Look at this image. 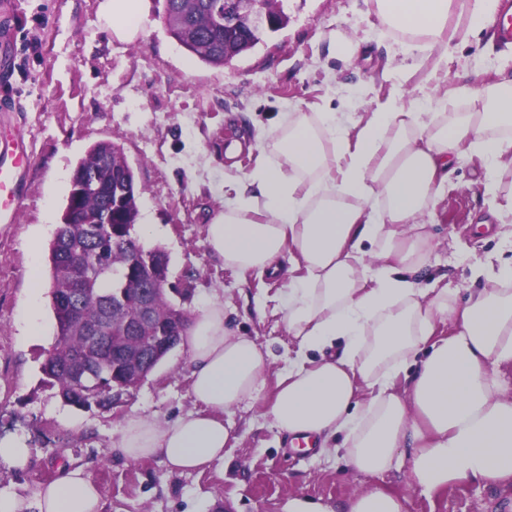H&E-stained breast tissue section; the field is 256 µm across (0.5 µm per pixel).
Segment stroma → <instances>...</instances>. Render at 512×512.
Wrapping results in <instances>:
<instances>
[{"label":"stroma","mask_w":512,"mask_h":512,"mask_svg":"<svg viewBox=\"0 0 512 512\" xmlns=\"http://www.w3.org/2000/svg\"><path fill=\"white\" fill-rule=\"evenodd\" d=\"M0 7V29L13 12L25 15L12 41L0 42V143L23 138L32 162L21 176L28 194L16 220L0 224V439L23 436L33 452L18 470L0 463V490L24 498L54 481L61 465L81 466L100 488L103 512H284L293 497L335 512L356 493L379 485L405 497L406 512H512V483L476 488L453 483L433 498L406 471L379 477L350 472L335 450L307 452L263 417L261 405L224 412L232 438L223 464L179 473L162 458L131 462L109 455L122 421L138 413L165 423L195 407L188 352L176 347L121 407L92 411L63 404L41 366L56 335L50 302L49 245L71 189L73 171L89 147H122L139 191L140 214L162 235L149 246L170 257L168 300L195 316L210 300L224 305L228 324L270 354L268 387L288 366L287 271L272 276L226 267L206 241V226L224 210V183L273 163L275 128L294 112H333L356 121L399 86L414 88L434 54L408 51L376 12L374 0H282L288 24L251 51L221 66L200 62L168 32L151 0L132 43L113 39L98 19L101 0H14ZM359 46L349 59L330 47L335 35ZM511 44L494 32L449 56L431 101L452 112V95L495 78ZM240 151L224 152V133ZM477 162L460 164L432 214L429 271L458 295L475 287L474 266L512 255V214L483 224L487 211ZM39 268L40 281L29 274ZM37 309L44 338L21 330Z\"/></svg>","instance_id":"stroma-1"}]
</instances>
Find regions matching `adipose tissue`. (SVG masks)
Returning <instances> with one entry per match:
<instances>
[{
	"label": "adipose tissue",
	"instance_id": "obj_1",
	"mask_svg": "<svg viewBox=\"0 0 512 512\" xmlns=\"http://www.w3.org/2000/svg\"><path fill=\"white\" fill-rule=\"evenodd\" d=\"M382 21L438 64L488 31L498 0H376ZM148 0H102L100 14L122 43L140 35ZM465 109H407L393 97L352 126L333 112L297 113L271 144L275 164L227 182L224 211L206 240L226 266L279 272L289 255L286 304L294 357L263 391L269 354L233 335L224 307L209 302L181 344L191 359L195 409L159 424L127 416L111 451L138 462L163 457L171 470L224 461L225 409L262 403L293 437L342 435L351 471L406 470L422 495L454 482L512 480V258L480 263L483 287L458 301L423 284L429 242L419 219L442 196L455 162L477 152L485 171L512 169V69L473 90ZM84 468H63L33 499L0 491V512H102Z\"/></svg>",
	"mask_w": 512,
	"mask_h": 512
}]
</instances>
